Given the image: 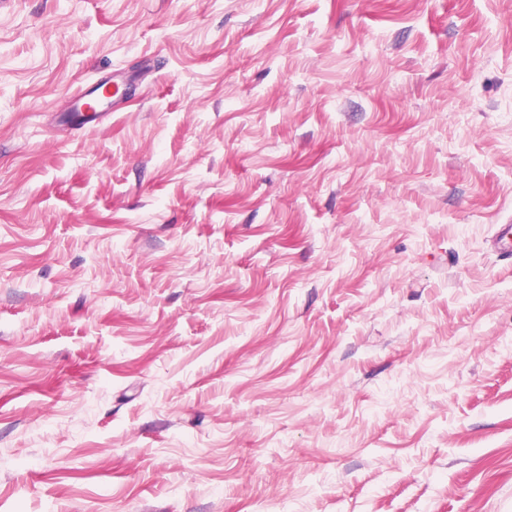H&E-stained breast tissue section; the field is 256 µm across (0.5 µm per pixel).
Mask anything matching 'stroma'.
<instances>
[{
	"instance_id": "35a3bbf8",
	"label": "stroma",
	"mask_w": 512,
	"mask_h": 512,
	"mask_svg": "<svg viewBox=\"0 0 512 512\" xmlns=\"http://www.w3.org/2000/svg\"><path fill=\"white\" fill-rule=\"evenodd\" d=\"M509 222L512 0H0V512H512Z\"/></svg>"
}]
</instances>
